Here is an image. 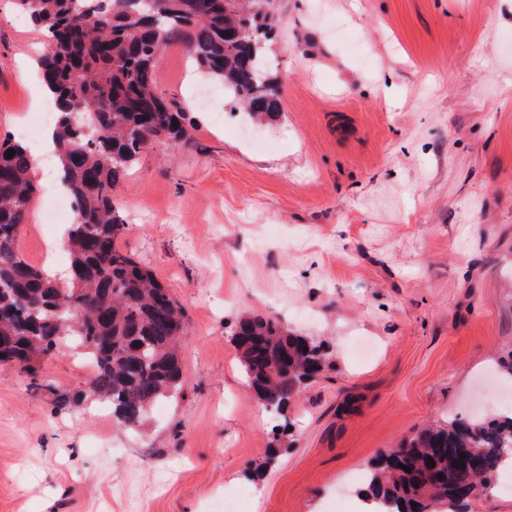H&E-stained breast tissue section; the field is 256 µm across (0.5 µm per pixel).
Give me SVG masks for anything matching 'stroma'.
<instances>
[{
	"mask_svg": "<svg viewBox=\"0 0 512 512\" xmlns=\"http://www.w3.org/2000/svg\"><path fill=\"white\" fill-rule=\"evenodd\" d=\"M275 122L220 83L188 80L186 47L156 61L167 96H209L187 142L146 149L116 200L118 245L184 309L186 388L134 429L100 418L78 349L39 383L0 367V512H334L348 481L448 414L512 391V0H280ZM44 30L0 0V140L41 91ZM40 178L19 240L52 198ZM244 312L333 341L281 432L247 388L230 329ZM70 403L57 405L60 395ZM281 446L258 482L247 464Z\"/></svg>",
	"mask_w": 512,
	"mask_h": 512,
	"instance_id": "stroma-1",
	"label": "stroma"
}]
</instances>
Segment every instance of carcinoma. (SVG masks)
I'll return each instance as SVG.
<instances>
[{
    "instance_id": "1",
    "label": "carcinoma",
    "mask_w": 512,
    "mask_h": 512,
    "mask_svg": "<svg viewBox=\"0 0 512 512\" xmlns=\"http://www.w3.org/2000/svg\"><path fill=\"white\" fill-rule=\"evenodd\" d=\"M14 5L48 34L39 65L55 98L57 176L73 197L75 221L64 239L71 279L62 284L20 253L38 184L21 143L0 141V365L35 382L40 361L73 342L92 360L91 390L133 429L155 401L177 396L186 383L179 359L184 312L153 270L118 247L127 224L114 198L126 177L154 140L186 134L179 102L158 90L155 61L181 42L198 68L224 85L232 109L244 108L253 121L278 118L280 87L266 54L277 30L273 0H154L150 14L144 0ZM231 343L250 388L275 418H287L300 390L332 367L325 341L292 333L272 317L239 318ZM278 458L279 449H271L245 477L259 480ZM508 467L512 414L450 417L382 454L366 474V491L381 512H465Z\"/></svg>"
}]
</instances>
